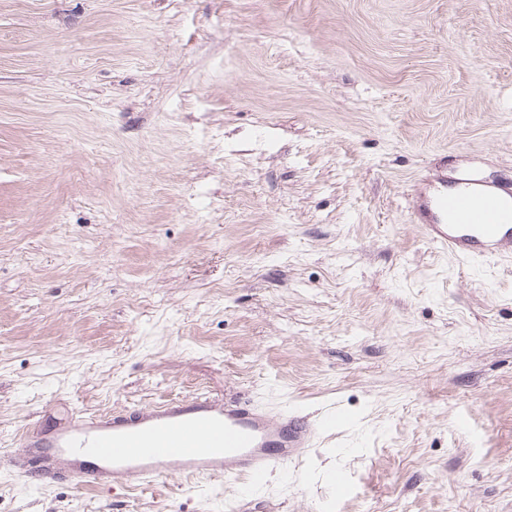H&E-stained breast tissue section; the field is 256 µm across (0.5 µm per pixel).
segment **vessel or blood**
Wrapping results in <instances>:
<instances>
[{"label":"vessel or blood","mask_w":512,"mask_h":512,"mask_svg":"<svg viewBox=\"0 0 512 512\" xmlns=\"http://www.w3.org/2000/svg\"><path fill=\"white\" fill-rule=\"evenodd\" d=\"M410 223L457 260L479 264L512 253V186L467 176L413 189ZM339 413L309 422L295 414L270 415L250 402L226 404L201 394L82 420L45 437L40 454H26V438L6 460L23 478L97 487H142L170 471L185 476H249L264 484L276 469L310 448L316 435Z\"/></svg>","instance_id":"1"}]
</instances>
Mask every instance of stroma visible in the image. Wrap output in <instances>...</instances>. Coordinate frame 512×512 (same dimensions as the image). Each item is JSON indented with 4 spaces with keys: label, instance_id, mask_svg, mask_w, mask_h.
Masks as SVG:
<instances>
[{
    "label": "stroma",
    "instance_id": "obj_1",
    "mask_svg": "<svg viewBox=\"0 0 512 512\" xmlns=\"http://www.w3.org/2000/svg\"><path fill=\"white\" fill-rule=\"evenodd\" d=\"M468 170L512 177V0H0V451L201 393L347 416L254 492L0 466V512H512V257L407 221Z\"/></svg>",
    "mask_w": 512,
    "mask_h": 512
}]
</instances>
